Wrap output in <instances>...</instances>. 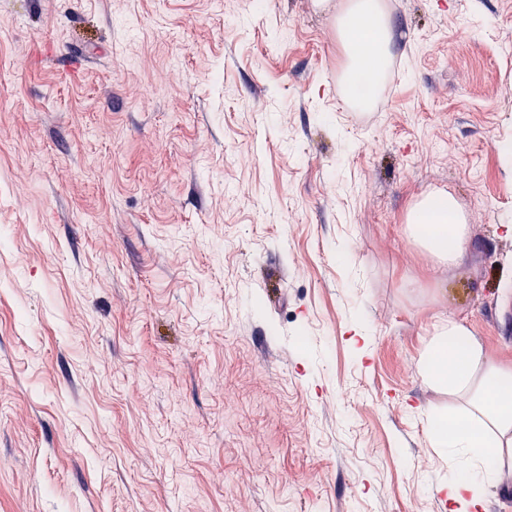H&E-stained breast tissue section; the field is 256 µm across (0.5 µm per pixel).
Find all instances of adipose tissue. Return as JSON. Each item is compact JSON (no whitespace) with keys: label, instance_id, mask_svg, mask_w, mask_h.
<instances>
[{"label":"adipose tissue","instance_id":"obj_1","mask_svg":"<svg viewBox=\"0 0 512 512\" xmlns=\"http://www.w3.org/2000/svg\"><path fill=\"white\" fill-rule=\"evenodd\" d=\"M350 78L377 84L388 61V24L372 0H356L341 22ZM409 236L439 263H453L467 238L465 215L444 192L424 197L407 217ZM420 375L459 398L434 417L432 447L448 460V512H474L487 487L512 467V373L484 365L481 346L462 324L439 327L418 360Z\"/></svg>","mask_w":512,"mask_h":512}]
</instances>
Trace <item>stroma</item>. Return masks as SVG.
Returning <instances> with one entry per match:
<instances>
[{
    "instance_id": "stroma-1",
    "label": "stroma",
    "mask_w": 512,
    "mask_h": 512,
    "mask_svg": "<svg viewBox=\"0 0 512 512\" xmlns=\"http://www.w3.org/2000/svg\"><path fill=\"white\" fill-rule=\"evenodd\" d=\"M346 2L0 0V512H448L417 362L512 369V0H380L365 112ZM427 217L434 223L424 224ZM449 193L438 192L424 197L408 214L409 236L439 263H455L467 238L468 224Z\"/></svg>"
}]
</instances>
